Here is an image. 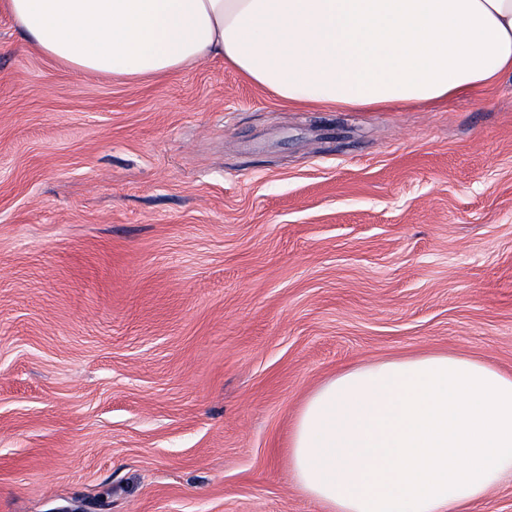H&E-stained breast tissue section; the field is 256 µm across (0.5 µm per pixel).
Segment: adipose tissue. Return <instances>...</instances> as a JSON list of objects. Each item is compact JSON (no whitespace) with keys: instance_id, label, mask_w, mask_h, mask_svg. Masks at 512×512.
Listing matches in <instances>:
<instances>
[{"instance_id":"adipose-tissue-1","label":"adipose tissue","mask_w":512,"mask_h":512,"mask_svg":"<svg viewBox=\"0 0 512 512\" xmlns=\"http://www.w3.org/2000/svg\"><path fill=\"white\" fill-rule=\"evenodd\" d=\"M69 68L127 80L218 57L288 103H439L512 78V0H0ZM288 458L328 512H466L512 477V376L452 354L349 367Z\"/></svg>"}]
</instances>
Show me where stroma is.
I'll use <instances>...</instances> for the list:
<instances>
[{
	"label": "stroma",
	"mask_w": 512,
	"mask_h": 512,
	"mask_svg": "<svg viewBox=\"0 0 512 512\" xmlns=\"http://www.w3.org/2000/svg\"><path fill=\"white\" fill-rule=\"evenodd\" d=\"M434 353L512 375V79L296 107L219 59L78 72L0 14V512H327L304 399Z\"/></svg>",
	"instance_id": "35a3bbf8"
}]
</instances>
